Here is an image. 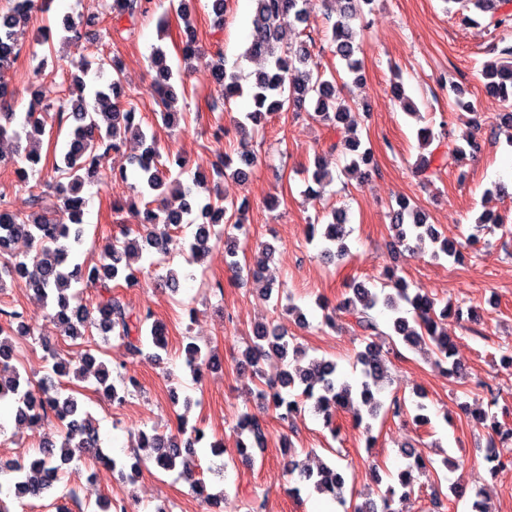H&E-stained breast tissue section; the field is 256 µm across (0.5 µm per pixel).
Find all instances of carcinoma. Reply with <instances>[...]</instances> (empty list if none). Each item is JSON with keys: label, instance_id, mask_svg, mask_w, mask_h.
Returning <instances> with one entry per match:
<instances>
[{"label": "carcinoma", "instance_id": "1", "mask_svg": "<svg viewBox=\"0 0 512 512\" xmlns=\"http://www.w3.org/2000/svg\"><path fill=\"white\" fill-rule=\"evenodd\" d=\"M9 8L0 13V99L10 93L9 73L21 52L16 38V30L27 25L37 10L47 12L52 0H41L40 8H35L34 0H8ZM325 14H337L331 25L329 49L343 62L344 74H326L319 70L312 50L313 37L294 45H283L281 24L283 21L308 23L313 4L308 0H255L252 17L251 41L243 56L260 62L261 69L253 72L251 82L240 83L235 70L227 69L224 57H218L211 70L212 83L224 94L226 104L247 97L251 110L244 117L235 120L236 127L246 130L247 126L258 127L277 112H286L292 107L300 108L305 103L313 104L314 119L323 122H339L352 109L350 100L341 94L344 77L354 76V82L362 81L361 62L355 57L358 50L357 39L362 35L360 25L364 7L373 0H319ZM484 12L490 13L488 25L495 29L512 28V11L502 7L512 0H471ZM151 0H111L107 4L110 14L116 19L149 11ZM178 16L184 21L185 30L181 36V53L188 59L199 50L196 30L188 20L186 3L179 4ZM61 41L69 45L80 39L81 34L74 20L66 15L62 19ZM507 62H489L484 65L482 76L487 79V91L500 99L503 112L499 119L512 125V46L501 49ZM156 75L153 90L165 107L175 101L177 81L181 79L180 69L167 63L166 53L157 47L151 55ZM112 67V80L102 77L103 66L91 70V63H84L82 76L68 87V95L59 100L53 117L57 127L68 125L66 138L59 146V154L51 164L50 178L55 189L63 198V208L58 215L34 212L22 216L11 210L9 203L0 198V288L7 286L18 277L31 283L32 290L44 304L52 307L63 336L75 341L98 331L118 339L128 351L160 358L159 351L167 348L168 330L166 324L149 309L136 310L119 296L112 294L114 282L124 281L133 286L139 282L144 265L151 253L166 251L167 238L151 231L158 224L180 228L186 217L200 211L207 221L194 225L189 242L192 258L202 257L210 243L220 242L226 236V225L238 232L247 233L241 210L234 204L224 201L218 192L207 197L201 196L203 181L193 179V185L180 180L185 171V161L179 156L167 154L162 161L157 142L137 116V108L132 103L122 104L124 91L121 82V63L117 59L108 61ZM5 123H0V140L12 139L16 151L22 153L25 161L37 165L41 161L43 136L46 135V122L40 118L35 108L26 113L22 130L13 127L15 113L3 114ZM420 145L429 149V158L417 167V176L426 180L431 175V159L434 151L430 147L436 140L432 128L420 127L416 132ZM130 145L141 149L134 157L141 189L129 199L128 205L135 207L144 203L141 229L134 231L122 228L120 235L109 238L101 251L100 258L93 264L76 262L79 249L84 243L83 209L85 199L81 192L86 183L98 178L101 158L117 153ZM344 145L358 153L351 159L348 171L360 172V165H370L372 153L366 149L358 152L360 141L347 139ZM478 151L473 136L466 138V145H455L440 156L444 164L462 162ZM256 156L241 152L233 159L224 155L213 170L220 174L234 167V175L245 178L252 173ZM329 173L323 164L315 165L311 173V183L307 184V195L318 197L322 194ZM392 229L398 243L411 248L415 242L430 239L440 243L434 256L444 254L448 260L459 262L463 254L456 244L448 239H440L439 232L408 203H400V208L392 216ZM347 216L334 212L331 220L321 230L310 225L309 241H317L321 253L327 258H341L347 253ZM22 237L37 243L34 250L18 255L12 251L14 241ZM266 270L264 257L257 258L247 266V277L263 284L265 292H271L273 283L266 280L262 271ZM386 287L376 290L363 284L352 285L353 296L345 299L342 308L362 333L364 349L358 352V362L362 365L361 377L350 380L338 370L336 362L323 357L310 358L294 365L286 362L290 341L288 336L274 327L260 324L253 331V339L242 352L243 362L252 367L261 360L274 355L284 362L278 380H267L258 369L254 372L255 386L259 397L268 400L277 411V418L289 421L304 402L313 401L316 412L323 414L324 424L332 434H337L339 426L336 416L341 412L352 414L356 423L363 422V416L376 419L378 416L400 418L406 414L405 402L394 397L389 403L376 398L388 378V355L390 350L383 348L379 338L384 335L374 316L380 307L392 314L395 333L412 349L423 350L436 356L435 363L441 364L454 356V343L441 326L448 318L462 319V308L445 304L436 308L431 298L412 294L403 278L395 272H387ZM88 281L98 288L96 305L88 308L77 302L75 288L81 281ZM0 317L7 325L18 324L22 336H32L35 324L29 320L24 309H0ZM11 333L0 326V403L14 404V420L25 421L23 411L36 406L37 418L33 424L57 416L61 419L63 435L60 443L47 442L40 450L41 457L29 465L12 461L0 464V486L9 485L18 500H39L43 493L58 481L62 466L81 460L84 452L98 447V432L91 414L84 410L74 393L61 395L63 384L50 388L46 382H35L24 375L14 363V346ZM51 360V370L57 377L73 374L75 380L84 382L92 377L102 387L104 394L112 401L124 403L129 387L137 386L133 379L119 376L122 387L110 382L112 371L100 360L101 347L87 349L77 359H65L54 348H47ZM186 366L193 380L199 382L204 371L210 369L212 359L204 360L200 347L189 342L185 346ZM482 423L491 421L492 434L489 447L512 440V427L498 420L497 414L487 411L478 414ZM236 429L240 439L236 448L245 455L248 445L264 446L266 425L255 416L243 412L238 416ZM203 434L194 431L187 440L176 436L164 437L160 434L140 433V447L156 451L155 463L165 471L175 468L177 460L190 454L191 448L199 443ZM288 472H299L300 478L309 483L316 492L330 494L339 503H345L343 489L345 477L337 464L322 462L312 467L295 460L287 462ZM192 492L210 508L218 510L224 501V494L206 493L205 485L197 480L191 483ZM396 490L388 486L379 500H369L353 506V512H396L393 508Z\"/></svg>", "mask_w": 512, "mask_h": 512}]
</instances>
